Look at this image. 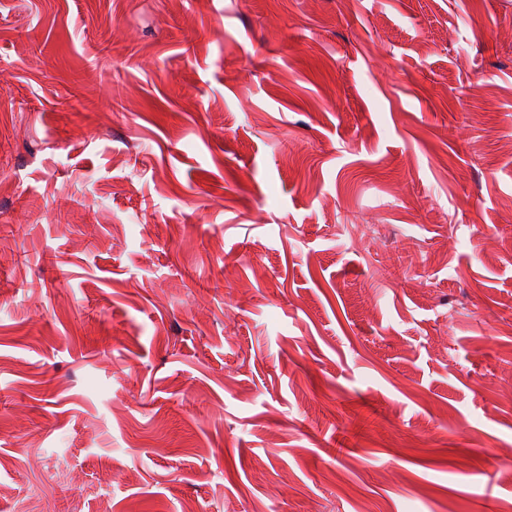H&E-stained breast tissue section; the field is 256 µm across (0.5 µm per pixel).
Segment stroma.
Listing matches in <instances>:
<instances>
[{
  "label": "stroma",
  "instance_id": "obj_1",
  "mask_svg": "<svg viewBox=\"0 0 512 512\" xmlns=\"http://www.w3.org/2000/svg\"><path fill=\"white\" fill-rule=\"evenodd\" d=\"M511 301L512 0H0V512H512Z\"/></svg>",
  "mask_w": 512,
  "mask_h": 512
}]
</instances>
